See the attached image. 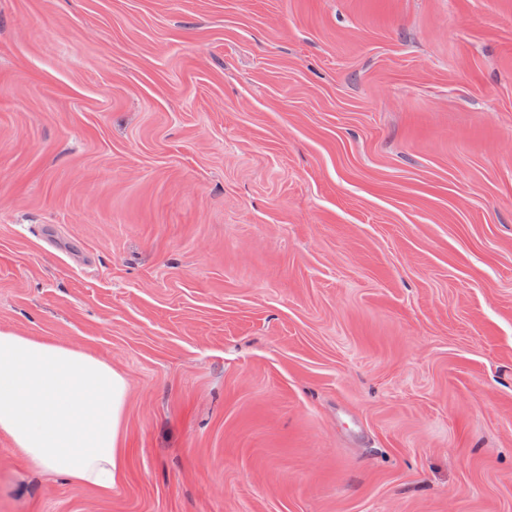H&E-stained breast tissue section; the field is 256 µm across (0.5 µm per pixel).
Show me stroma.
<instances>
[{
	"mask_svg": "<svg viewBox=\"0 0 512 512\" xmlns=\"http://www.w3.org/2000/svg\"><path fill=\"white\" fill-rule=\"evenodd\" d=\"M0 330L128 383L0 512H512V0H0Z\"/></svg>",
	"mask_w": 512,
	"mask_h": 512,
	"instance_id": "35a3bbf8",
	"label": "stroma"
}]
</instances>
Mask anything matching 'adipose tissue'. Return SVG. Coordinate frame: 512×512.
Segmentation results:
<instances>
[{
	"mask_svg": "<svg viewBox=\"0 0 512 512\" xmlns=\"http://www.w3.org/2000/svg\"><path fill=\"white\" fill-rule=\"evenodd\" d=\"M127 380L76 347L0 330V433L47 472L103 490L123 474Z\"/></svg>",
	"mask_w": 512,
	"mask_h": 512,
	"instance_id": "obj_1",
	"label": "adipose tissue"
}]
</instances>
